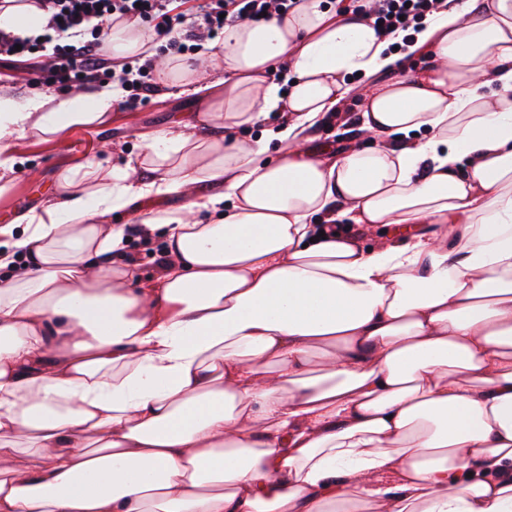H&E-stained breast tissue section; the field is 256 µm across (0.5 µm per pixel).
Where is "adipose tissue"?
I'll return each instance as SVG.
<instances>
[{
	"instance_id": "adipose-tissue-1",
	"label": "adipose tissue",
	"mask_w": 512,
	"mask_h": 512,
	"mask_svg": "<svg viewBox=\"0 0 512 512\" xmlns=\"http://www.w3.org/2000/svg\"><path fill=\"white\" fill-rule=\"evenodd\" d=\"M152 48L113 24V61ZM156 74L191 121L0 225V268L25 259L0 280V512H512V0H453L408 37L298 0ZM119 94L0 96V174ZM355 96L368 146L310 153ZM170 195L144 222L160 275L108 263L113 213ZM320 213L399 236L367 248Z\"/></svg>"
}]
</instances>
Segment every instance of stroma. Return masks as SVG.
Returning <instances> with one entry per match:
<instances>
[{
    "instance_id": "obj_1",
    "label": "stroma",
    "mask_w": 512,
    "mask_h": 512,
    "mask_svg": "<svg viewBox=\"0 0 512 512\" xmlns=\"http://www.w3.org/2000/svg\"><path fill=\"white\" fill-rule=\"evenodd\" d=\"M46 58L45 49L40 47L36 48L34 59L26 62L0 55V93L25 98L40 92H63V85L56 83L48 70L40 68V61ZM195 109L192 99L179 88L160 87L134 107L117 100L102 121L74 126L53 136L27 134L13 146L16 164L10 189L0 196V224L11 222L16 216L13 202L18 196L28 197L31 207L36 208L54 195L64 174L87 162L99 163L107 170L124 166L142 153L143 135L171 128ZM360 114L361 104L355 100L343 112L314 128L310 134L311 150L335 153L359 143ZM146 211V206H134L113 214L112 221L128 231L127 249L117 255V262L134 263L140 277L149 280L160 273L156 258L164 247V235L157 232L141 238L134 233V225L139 224Z\"/></svg>"
}]
</instances>
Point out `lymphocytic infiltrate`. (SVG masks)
Instances as JSON below:
<instances>
[{
  "instance_id": "f902f5d3",
  "label": "lymphocytic infiltrate",
  "mask_w": 512,
  "mask_h": 512,
  "mask_svg": "<svg viewBox=\"0 0 512 512\" xmlns=\"http://www.w3.org/2000/svg\"><path fill=\"white\" fill-rule=\"evenodd\" d=\"M174 0H0V10L12 5H31L46 17L47 30L56 36L77 33L91 20L111 25L121 20L153 21L158 36L175 39L185 23L203 28L209 39L223 36L227 25L240 21L261 20L268 11L287 13L291 0H201L193 16L173 12ZM443 0H380L373 12L375 28L409 30L420 20L440 9ZM102 35L65 45L50 66L55 78L72 86L83 84L103 74L107 61L99 52Z\"/></svg>"
}]
</instances>
